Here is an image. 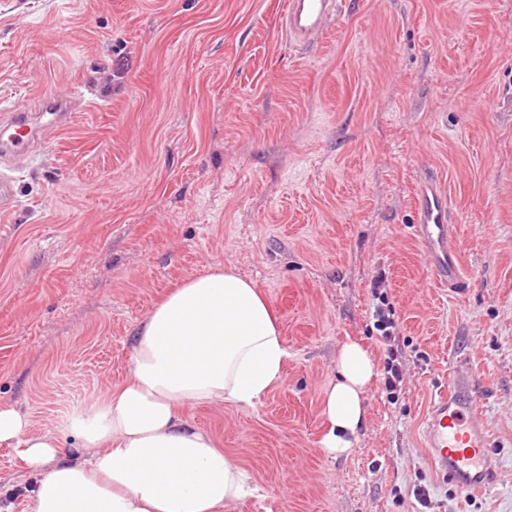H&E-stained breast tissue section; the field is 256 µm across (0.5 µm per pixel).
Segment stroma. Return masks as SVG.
<instances>
[{"mask_svg": "<svg viewBox=\"0 0 512 512\" xmlns=\"http://www.w3.org/2000/svg\"><path fill=\"white\" fill-rule=\"evenodd\" d=\"M286 0H0V106L80 92L73 121L14 171L0 222V404L74 448L126 381L133 336L174 286L223 264L276 310L290 358L251 407L192 425L264 497L232 512H512V0H351L307 46ZM437 177L465 289L437 288L410 235L414 186ZM384 276L402 391L366 394L353 450L320 448L341 345L383 367L372 287ZM478 384L496 482L460 495L421 429L454 371ZM34 477L0 445V512Z\"/></svg>", "mask_w": 512, "mask_h": 512, "instance_id": "1", "label": "stroma"}]
</instances>
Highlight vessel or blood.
<instances>
[{
    "label": "vessel or blood",
    "instance_id": "vessel-or-blood-1",
    "mask_svg": "<svg viewBox=\"0 0 512 512\" xmlns=\"http://www.w3.org/2000/svg\"><path fill=\"white\" fill-rule=\"evenodd\" d=\"M347 0H288L284 13L290 42L306 45L324 30ZM74 105L72 96L45 94L33 105L15 107L0 116V215L9 212L14 181L9 175L30 156L35 143L47 140L59 119ZM412 231L439 287L457 288L463 280L448 194L435 180L421 179L412 202ZM423 438L429 456L452 489L471 492L494 482V449L488 430L478 420L473 378L456 373L449 388L434 399L425 419Z\"/></svg>",
    "mask_w": 512,
    "mask_h": 512
}]
</instances>
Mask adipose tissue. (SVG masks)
<instances>
[{"label": "adipose tissue", "instance_id": "obj_1", "mask_svg": "<svg viewBox=\"0 0 512 512\" xmlns=\"http://www.w3.org/2000/svg\"><path fill=\"white\" fill-rule=\"evenodd\" d=\"M289 353L270 304L252 281L215 265L186 279L148 313L131 347V370L72 430L70 450L0 405V444L35 474L31 512H231L258 496L238 459L192 426L188 408L251 406L279 386ZM375 364L358 342L343 343L324 391L319 441L349 453L365 418Z\"/></svg>", "mask_w": 512, "mask_h": 512}]
</instances>
